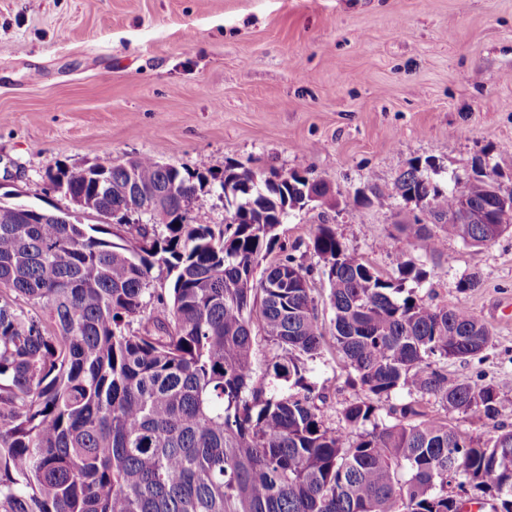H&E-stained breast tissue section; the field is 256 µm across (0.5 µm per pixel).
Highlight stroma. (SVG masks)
Instances as JSON below:
<instances>
[{"label":"stroma","mask_w":512,"mask_h":512,"mask_svg":"<svg viewBox=\"0 0 512 512\" xmlns=\"http://www.w3.org/2000/svg\"><path fill=\"white\" fill-rule=\"evenodd\" d=\"M136 155L323 180L336 206L293 210L278 228L297 261L317 266L320 224L386 275L408 255L428 273L424 303L465 307L492 330L483 353L449 361V379L512 378V232L485 247L448 240L436 259L396 229L421 204L340 205L388 191L412 164L442 186L483 169L512 187V0H0V190L78 214L47 170ZM308 369L341 427L361 388L335 352ZM447 415L494 438L512 430V388L495 418Z\"/></svg>","instance_id":"obj_1"}]
</instances>
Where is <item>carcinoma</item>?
Masks as SVG:
<instances>
[{
  "mask_svg": "<svg viewBox=\"0 0 512 512\" xmlns=\"http://www.w3.org/2000/svg\"><path fill=\"white\" fill-rule=\"evenodd\" d=\"M61 177L105 219L160 192L168 221L158 234L147 215L117 244L68 214L37 220L0 203V512H459L470 487L512 512V431L462 435L424 402L498 414L512 382L478 386L444 370L487 349L489 327L465 308L425 304L405 283L426 271L404 260L386 277L328 224L311 241L319 269L275 254L288 212L325 196L324 182L282 172L275 183L243 164L207 177L147 155L58 164L49 180ZM210 178L234 189L226 223L176 224ZM373 196L423 204L431 224L398 230L433 257L450 238L480 247L512 228L462 222L463 206L496 205L482 174L443 189L412 164ZM157 265L172 275L164 293L150 287ZM295 274L328 282L330 335L314 289L284 287ZM327 347L365 392L339 428L306 378ZM404 388L420 399L377 422L376 402Z\"/></svg>",
  "mask_w": 512,
  "mask_h": 512,
  "instance_id": "obj_1",
  "label": "carcinoma"
}]
</instances>
